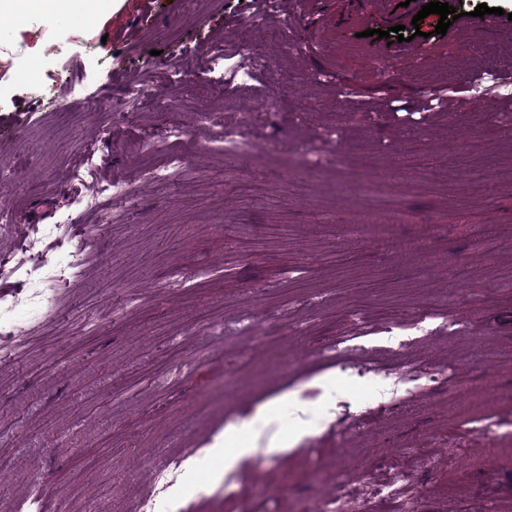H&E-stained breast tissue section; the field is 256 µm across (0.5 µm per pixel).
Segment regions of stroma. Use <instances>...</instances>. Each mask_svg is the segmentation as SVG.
<instances>
[{"mask_svg":"<svg viewBox=\"0 0 512 512\" xmlns=\"http://www.w3.org/2000/svg\"><path fill=\"white\" fill-rule=\"evenodd\" d=\"M263 2L91 0L88 25L0 17V207L21 218L0 230V257L21 267L0 302L56 252L87 254L35 331L0 349V512L32 495L41 512H136L156 469L183 452L170 497L192 512H304L352 470L402 471L416 512H512V288L496 285L512 271V130L491 119L512 110V95L454 82L442 108L427 107L448 64L481 78L488 55L512 58V0H448L459 17L443 36L438 15L416 18L427 0H332L324 14L280 0L300 50L274 39L273 24L250 39L274 73L319 83L309 97L282 92L273 108L263 79L228 90L206 67L212 44ZM481 3L504 10L496 37L473 14ZM396 24L409 41L373 37ZM74 77L105 91L145 77L160 103H127L117 125L79 101L62 113L40 106ZM201 106L244 127L256 154L211 147ZM301 111L302 140L338 129L340 157L310 172L304 193L288 152L273 147ZM412 122L430 152L426 193L393 165ZM159 129L162 147L132 151ZM189 141L187 165L152 181ZM88 143L99 147L90 160ZM455 146L496 166L490 188L448 168ZM114 178L131 197L75 208ZM395 191L396 213L384 205ZM70 210L92 237L40 238ZM461 263L472 271L463 287ZM424 308L434 320L413 330L404 359L388 356L399 339L386 316ZM339 344L377 349L382 368L454 374L427 387L357 378L329 356ZM177 354L194 368L174 367ZM343 402L366 413L363 426L329 428ZM267 405L271 422L255 435ZM220 437L250 454L225 468L210 452ZM286 439L291 449L275 452Z\"/></svg>","mask_w":512,"mask_h":512,"instance_id":"obj_1","label":"stroma"}]
</instances>
